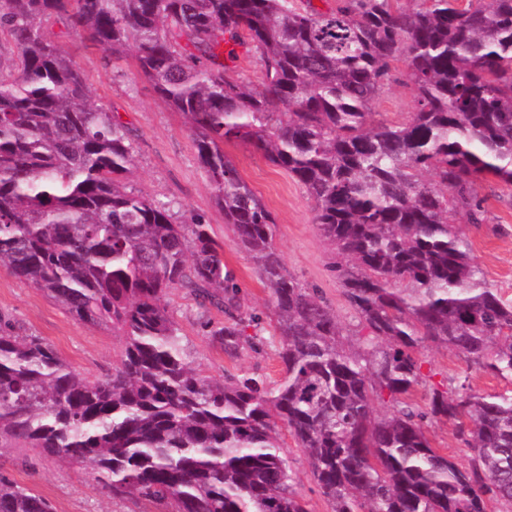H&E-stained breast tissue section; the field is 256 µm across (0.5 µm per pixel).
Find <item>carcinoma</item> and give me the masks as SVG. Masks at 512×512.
<instances>
[{"instance_id":"obj_1","label":"carcinoma","mask_w":512,"mask_h":512,"mask_svg":"<svg viewBox=\"0 0 512 512\" xmlns=\"http://www.w3.org/2000/svg\"><path fill=\"white\" fill-rule=\"evenodd\" d=\"M122 59L183 115L224 220L258 265L281 336L283 377L203 376L165 297L186 288L224 308L209 334L234 356L239 288L210 225L178 224L129 188L133 134L91 105L48 31ZM17 49L0 68V267L88 324L125 338L120 366L81 376L37 336L0 325V452L35 448L87 471L114 497L173 512H309L280 446L286 428L332 512H488L512 506V388L468 384L408 401L417 357L443 346L512 383V302L486 283L449 222L482 224L477 181L512 186V0H0ZM248 42L257 91L225 74L224 40ZM404 62L416 110L375 121L369 106ZM249 143L303 184L334 250L330 272L368 335L342 341L335 312L288 272L275 220L224 143ZM432 174L437 184L425 182ZM388 398L378 416L374 401ZM446 419L468 466L431 446ZM0 512H54L0 476Z\"/></svg>"}]
</instances>
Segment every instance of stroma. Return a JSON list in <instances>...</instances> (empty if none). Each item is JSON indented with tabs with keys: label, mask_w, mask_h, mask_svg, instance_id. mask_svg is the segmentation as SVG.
<instances>
[{
	"label": "stroma",
	"mask_w": 512,
	"mask_h": 512,
	"mask_svg": "<svg viewBox=\"0 0 512 512\" xmlns=\"http://www.w3.org/2000/svg\"><path fill=\"white\" fill-rule=\"evenodd\" d=\"M60 43L83 74L91 103L115 113L136 133L132 188L171 204L177 223L188 224L199 218L210 224L239 285L240 316L256 314L262 319L260 325L247 329L248 334L260 336L259 346H244L231 357L205 328L206 322L223 321V313L212 305H201L188 290H172L165 305L191 359L203 375L212 379L255 373L279 381V339L269 291L215 203L184 117L158 98L151 84L138 73L133 58L113 59L110 51L84 43L74 34L61 38ZM370 110L375 119L388 121L406 120L414 112V92L406 80L404 63H396L392 82L371 103ZM224 150L272 213L274 242L288 271L318 289L335 311L345 338L355 340L360 331L358 320L329 270L332 250L315 227L314 202L305 187L246 143L231 142ZM479 196L486 210L485 223H466L459 214L451 216L450 221L468 239L489 286L512 299V186L490 178L480 183ZM0 316L14 323L16 333L50 343L85 377L105 378L120 364L124 338L119 332L105 324L76 321L55 301L4 269H0ZM419 357L428 385L465 381L473 389L488 393L507 386L506 381L469 367L464 359L439 346L425 347ZM428 385L417 387L414 400H421ZM282 444L294 473L295 488L310 512H331L329 502L316 486L305 452L296 447L290 434H283ZM0 474L47 498L54 512H171L168 505L150 504L134 495L112 497L84 470L31 448L14 446L0 452Z\"/></svg>",
	"instance_id": "stroma-1"
}]
</instances>
